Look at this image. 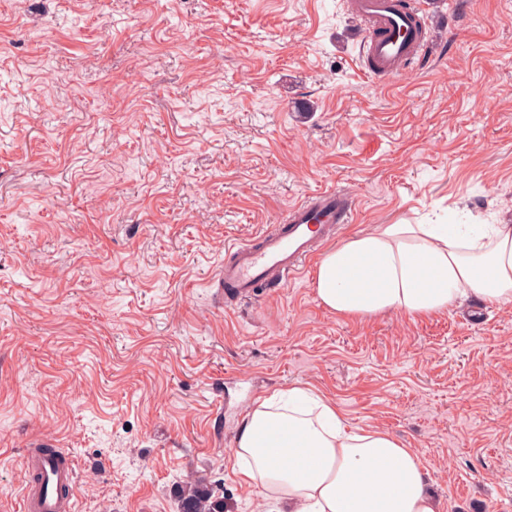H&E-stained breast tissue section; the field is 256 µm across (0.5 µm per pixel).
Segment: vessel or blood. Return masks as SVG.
Masks as SVG:
<instances>
[{
  "instance_id": "obj_1",
  "label": "vessel or blood",
  "mask_w": 512,
  "mask_h": 512,
  "mask_svg": "<svg viewBox=\"0 0 512 512\" xmlns=\"http://www.w3.org/2000/svg\"><path fill=\"white\" fill-rule=\"evenodd\" d=\"M353 7L366 31L361 57L374 76L388 78L401 65L417 67L427 59L429 32L419 0H353ZM352 213V198L333 190L293 206L285 224L275 230L225 246L224 266L217 275L220 287L245 301L257 288H274L301 276ZM25 474L24 512H73L76 471L65 450L50 457L27 449Z\"/></svg>"
}]
</instances>
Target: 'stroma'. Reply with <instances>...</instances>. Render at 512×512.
I'll list each match as a JSON object with an SVG mask.
<instances>
[{
	"mask_svg": "<svg viewBox=\"0 0 512 512\" xmlns=\"http://www.w3.org/2000/svg\"><path fill=\"white\" fill-rule=\"evenodd\" d=\"M433 61H359L345 0H0V512L25 449L76 512H269L237 430L294 385L419 458L441 512H512V305L342 318L312 274L236 304L224 246L333 188L373 224H512V0H423ZM179 512H224V497L215 495L205 480L197 478L179 487Z\"/></svg>",
	"mask_w": 512,
	"mask_h": 512,
	"instance_id": "35a3bbf8",
	"label": "stroma"
}]
</instances>
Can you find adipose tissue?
Segmentation results:
<instances>
[{
  "mask_svg": "<svg viewBox=\"0 0 512 512\" xmlns=\"http://www.w3.org/2000/svg\"><path fill=\"white\" fill-rule=\"evenodd\" d=\"M313 286L343 318L511 305L512 224H377L326 252ZM233 453L249 481L279 493L281 512H439L414 453L388 432L349 429L302 388L248 411Z\"/></svg>",
  "mask_w": 512,
  "mask_h": 512,
  "instance_id": "1",
  "label": "adipose tissue"
}]
</instances>
